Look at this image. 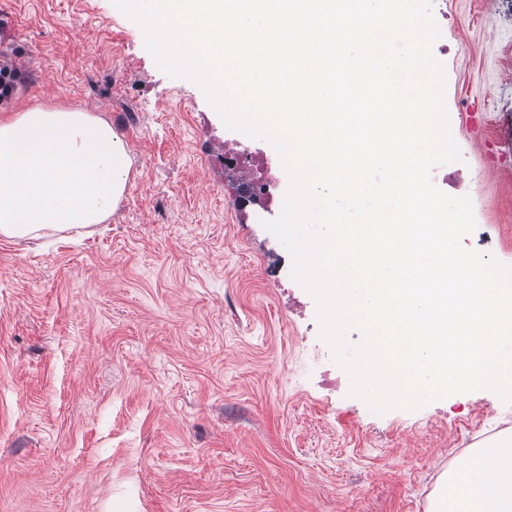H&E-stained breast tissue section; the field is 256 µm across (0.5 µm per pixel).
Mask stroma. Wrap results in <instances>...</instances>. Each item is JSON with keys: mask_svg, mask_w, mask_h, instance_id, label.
<instances>
[{"mask_svg": "<svg viewBox=\"0 0 512 512\" xmlns=\"http://www.w3.org/2000/svg\"><path fill=\"white\" fill-rule=\"evenodd\" d=\"M432 14L463 159L431 179L512 266V0ZM5 58L31 79L0 121L88 112L132 165L93 234L0 237V512H427L448 469L512 432L493 392L381 415L352 395L290 253L209 166L222 119L113 0H0Z\"/></svg>", "mask_w": 512, "mask_h": 512, "instance_id": "1", "label": "stroma"}]
</instances>
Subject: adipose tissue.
I'll return each instance as SVG.
<instances>
[{"label": "adipose tissue", "mask_w": 512, "mask_h": 512, "mask_svg": "<svg viewBox=\"0 0 512 512\" xmlns=\"http://www.w3.org/2000/svg\"><path fill=\"white\" fill-rule=\"evenodd\" d=\"M131 158L86 112L28 109L0 122V237L38 239L103 223L124 197ZM430 512H512V434L449 469Z\"/></svg>", "instance_id": "1"}]
</instances>
